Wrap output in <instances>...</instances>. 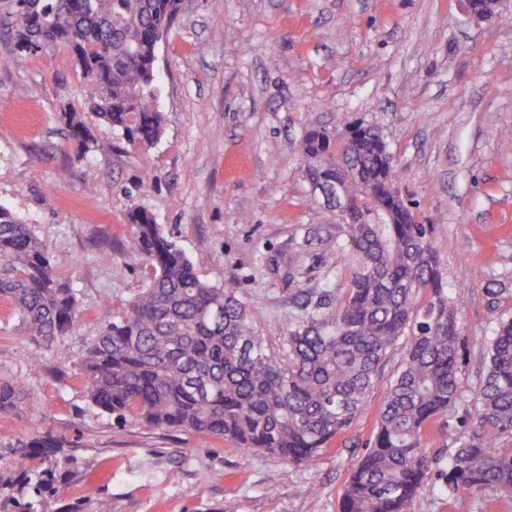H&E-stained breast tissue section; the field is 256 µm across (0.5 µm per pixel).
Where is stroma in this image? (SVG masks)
Masks as SVG:
<instances>
[{"instance_id":"1","label":"stroma","mask_w":512,"mask_h":512,"mask_svg":"<svg viewBox=\"0 0 512 512\" xmlns=\"http://www.w3.org/2000/svg\"><path fill=\"white\" fill-rule=\"evenodd\" d=\"M502 16L474 23L466 0H189L158 47L165 126L144 152L86 153L69 139L61 114L84 103L66 50L0 66V205L32 225L83 310L60 347L40 352L0 298V378L28 383L0 414V497L37 495L42 512H64L83 494L77 462L91 454L112 512H339L381 391L305 468L188 431L116 424L90 406L77 363L99 332L97 300L118 305L142 286V261L125 249L126 192L148 172L156 182L141 205L203 280H238L258 335L276 346L289 295L319 287L337 232L296 143L310 128L357 121L383 132L458 312L461 397L423 435L427 451L450 459L479 407L489 341L512 317V148L501 140L512 130V0ZM298 262L302 274L289 278ZM47 439L57 448L34 462L55 488L39 495L18 481L13 457ZM440 486L429 475L411 512H488L486 494L450 499Z\"/></svg>"}]
</instances>
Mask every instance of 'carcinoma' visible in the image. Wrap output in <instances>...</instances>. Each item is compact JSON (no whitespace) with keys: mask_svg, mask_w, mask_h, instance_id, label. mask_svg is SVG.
<instances>
[{"mask_svg":"<svg viewBox=\"0 0 512 512\" xmlns=\"http://www.w3.org/2000/svg\"><path fill=\"white\" fill-rule=\"evenodd\" d=\"M181 13L179 0H12L8 64L22 68L42 43L67 48L79 67L90 110L132 147L161 137L156 53ZM69 137L84 150L109 153L81 117H66ZM304 176L320 193L341 184L354 202L369 186L383 219L336 214L332 254L347 257L344 289L322 287L291 296L278 348L254 328L255 306L232 279L211 284L168 240L150 210L126 215L128 245L146 269L143 288L121 306L108 295L95 308L100 330L81 361L90 404L123 423L191 431L244 452L310 466L362 411L401 337L410 339L379 406L377 429L345 486L340 512H410L438 459L422 445L426 427L461 397L464 342L428 224L395 192L397 170L377 130L359 125L343 145L336 129L313 128L299 140ZM0 297L11 302L28 341L51 349L80 317L76 289L58 274L31 225L0 206ZM24 393L0 379V413ZM480 407L467 419L447 467L442 494L484 491L512 497V318L491 339L480 383ZM17 460L37 493L52 479ZM85 507L112 512V501L88 483Z\"/></svg>","mask_w":512,"mask_h":512,"instance_id":"obj_1","label":"carcinoma"}]
</instances>
